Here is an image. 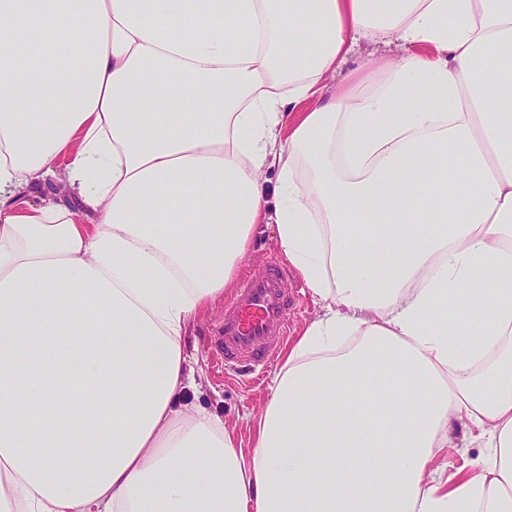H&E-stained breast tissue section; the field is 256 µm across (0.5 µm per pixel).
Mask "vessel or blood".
I'll list each match as a JSON object with an SVG mask.
<instances>
[{"mask_svg":"<svg viewBox=\"0 0 512 512\" xmlns=\"http://www.w3.org/2000/svg\"><path fill=\"white\" fill-rule=\"evenodd\" d=\"M296 301L286 273L275 264L246 278L224 310L214 336L225 371L267 364L291 334L290 310Z\"/></svg>","mask_w":512,"mask_h":512,"instance_id":"b4317fda","label":"vessel or blood"}]
</instances>
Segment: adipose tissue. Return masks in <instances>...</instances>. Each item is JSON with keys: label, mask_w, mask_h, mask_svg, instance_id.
I'll list each match as a JSON object with an SVG mask.
<instances>
[{"label": "adipose tissue", "mask_w": 512, "mask_h": 512, "mask_svg": "<svg viewBox=\"0 0 512 512\" xmlns=\"http://www.w3.org/2000/svg\"><path fill=\"white\" fill-rule=\"evenodd\" d=\"M264 224L247 448L187 333ZM0 512H512V0H0ZM28 202L32 205H39L43 199H54L58 203L67 204L73 207L75 198L71 195V191L63 180H51L47 184L41 186L37 190L28 193Z\"/></svg>", "instance_id": "obj_1"}]
</instances>
